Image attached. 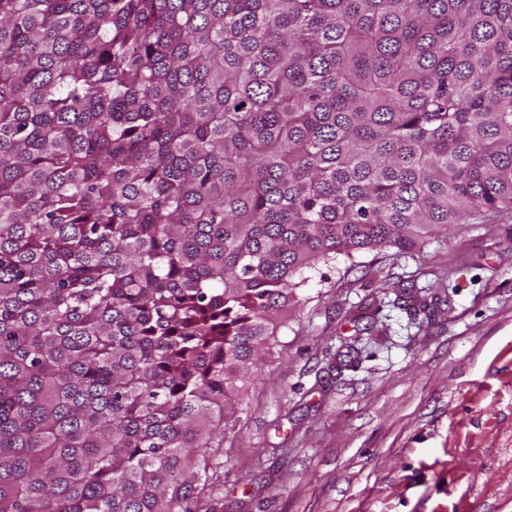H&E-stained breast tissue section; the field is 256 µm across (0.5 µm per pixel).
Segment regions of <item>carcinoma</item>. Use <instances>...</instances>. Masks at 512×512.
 <instances>
[{"mask_svg": "<svg viewBox=\"0 0 512 512\" xmlns=\"http://www.w3.org/2000/svg\"><path fill=\"white\" fill-rule=\"evenodd\" d=\"M512 214V0H0V512H196L295 277Z\"/></svg>", "mask_w": 512, "mask_h": 512, "instance_id": "1", "label": "carcinoma"}]
</instances>
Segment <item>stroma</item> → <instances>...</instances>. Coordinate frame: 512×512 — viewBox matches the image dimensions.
Wrapping results in <instances>:
<instances>
[{"label": "stroma", "instance_id": "1", "mask_svg": "<svg viewBox=\"0 0 512 512\" xmlns=\"http://www.w3.org/2000/svg\"><path fill=\"white\" fill-rule=\"evenodd\" d=\"M260 367L200 512H512V218L308 271Z\"/></svg>", "mask_w": 512, "mask_h": 512}]
</instances>
